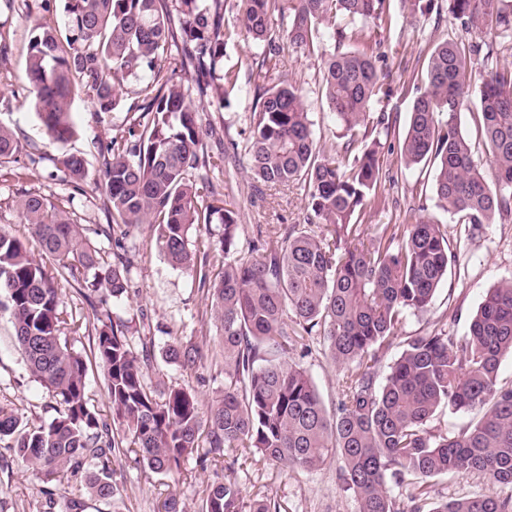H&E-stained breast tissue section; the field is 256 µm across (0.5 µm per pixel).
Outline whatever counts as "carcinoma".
I'll return each instance as SVG.
<instances>
[{
	"mask_svg": "<svg viewBox=\"0 0 512 512\" xmlns=\"http://www.w3.org/2000/svg\"><path fill=\"white\" fill-rule=\"evenodd\" d=\"M227 0H63L62 25L37 24L28 46L26 78L48 138L65 143L75 134L77 87L90 93L98 112L124 106L144 121L128 137L101 142L103 209L108 227L126 236L150 224L155 243L174 268L198 273L211 296L224 392L202 410L196 395L170 388L156 397L145 382L150 361L130 344L122 323L91 306L94 358L105 371L112 421L88 394L85 358L66 331L82 325L62 309L64 286L86 296L100 289L129 296V261L110 263L82 225L48 196L28 192L19 201L24 223L49 271L23 241L0 229V311L9 315L30 375L61 406L50 422L20 430L19 417L0 408V441L10 445L32 475L46 483L62 477L84 482L87 494L108 503L119 491L112 459L134 454L163 477L182 473L193 459L218 467L227 448L254 450L266 460L313 469L338 456L343 488L358 512H512V496L495 491L449 498L425 511L430 480L479 472L491 484L512 488V383L498 378L512 354V279L487 289L467 332L450 336L442 326L410 336L377 381L380 351L404 313H425L448 274L446 227L417 212L386 224L377 243L358 242L361 217L380 183L381 132L390 114L372 116L384 95L382 55L372 48L376 30L390 24L386 0H241L236 26L224 30ZM447 33L428 49L423 91L414 99L405 134L388 145L411 168L434 166L437 207L457 224L479 227L512 215V0H444ZM407 14H429L432 0H401ZM281 36L270 33L273 12ZM491 36L465 45L454 25ZM242 39L261 49L255 106L245 154L256 181L303 191L309 230L284 237L258 259L238 255L239 211L217 197L206 167L200 106L193 90L215 84L224 107L236 86L224 70V47ZM306 55L324 57L318 94L341 129V150L318 146L302 85L276 76L268 63L277 40ZM193 68L195 85L182 76ZM136 83L126 102L127 86ZM477 119L487 154L477 158L460 125L461 112ZM22 149L21 139L0 128V163ZM492 170L487 177L485 169ZM57 171L73 180L88 175L84 157L65 153ZM222 224V271L195 268L188 235L194 225ZM323 336L324 354L343 369L340 400L328 411L306 370L288 354L307 337ZM199 347L174 340L165 361L196 364ZM448 411L480 412L451 435L427 423ZM415 486L405 510L388 480ZM198 512H279L265 499L245 505L236 483L217 479L202 490Z\"/></svg>",
	"mask_w": 512,
	"mask_h": 512,
	"instance_id": "1",
	"label": "carcinoma"
}]
</instances>
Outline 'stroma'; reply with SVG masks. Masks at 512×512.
<instances>
[{
	"label": "stroma",
	"mask_w": 512,
	"mask_h": 512,
	"mask_svg": "<svg viewBox=\"0 0 512 512\" xmlns=\"http://www.w3.org/2000/svg\"><path fill=\"white\" fill-rule=\"evenodd\" d=\"M389 6L392 23L381 29L378 38L380 50L386 55L382 80L391 94L375 102L373 109L396 117L397 123L388 136L394 142L405 132L408 112L424 80L420 60L446 33L448 24L439 21L434 13L415 23L406 18L399 0H390ZM61 11L60 0H0V43L6 46L0 54V126L17 132L23 144L16 161L0 166V228L26 240L31 256L43 261L41 249L24 224L17 203L28 192L51 195L83 226L86 237L109 263L113 260V242L100 232L107 224V215L98 179V145L125 136L131 116L124 112L93 111L89 95L81 89L74 102L73 138L58 144L45 135L32 105L25 58L36 21L59 22ZM249 53L244 44H227L224 66L236 74L237 87L221 110L200 115L201 122L214 129L213 135L205 140L206 150L214 163L223 166L222 171H211L210 176L225 205L241 214L239 249L247 258L253 255V242H261L266 249L280 243L276 234L258 237V225L279 224L289 229L304 223L307 214L304 197L295 187L270 185L255 194L250 191L253 180L241 152L249 135L253 106L251 71L244 64ZM322 67L320 55L306 56L288 46L277 58V70L283 79L303 83L316 137L322 148L332 151L340 148L342 141L315 93V80ZM64 153L84 156L89 170L86 179L77 184L64 180L54 164L55 158ZM432 177V169H408L400 164L397 155L385 154L380 187L385 207L366 214L361 227L362 241L378 239L383 224L401 223L411 207L421 206L426 216L441 217ZM446 230L453 255L448 274L426 314L405 316L381 354V366H388L401 353L407 337L428 332L435 324L445 325L449 335H463L486 289L512 278L511 218L470 231L450 221ZM223 235L224 227L220 224L191 229L189 244L198 267L213 274L220 271L219 242ZM124 246L132 260L130 296L115 301L101 290L88 300L78 289L68 288L63 294L65 312L80 321L90 313L92 305H103L113 321L126 326L132 344H139L144 336L151 338V361L146 372L149 386L183 387L195 393L202 405H210L224 387V367L221 359L208 352L214 326L206 289L200 286L195 274L168 264L155 244L150 225L132 228ZM176 339L193 342L204 350L203 359L194 368L163 361L164 347ZM92 341V332L85 329L71 339L87 361V386L92 402L108 419L112 412L105 395L104 372L93 358ZM288 361L308 371L325 406L334 408L343 371L325 357L322 337L309 338L307 348L291 352ZM0 406L17 414L25 428L51 421L60 410L47 390L30 377L15 343L13 325L4 313H0ZM112 467L121 485L119 495L106 504L87 500L85 512H160L163 501L173 494L182 500L187 512H197L202 483L214 476L213 471H201L190 463L175 481L146 472L129 456L118 457ZM341 467V461L335 458L316 469L303 470L230 449L224 456L223 474L237 483L244 500L266 497L279 505L280 512H357L355 499L342 488ZM41 489V483L20 460L13 458L1 441L0 512H15L19 506L25 512H43ZM490 489V482L481 474H450L433 479L430 498L441 501L473 497Z\"/></svg>",
	"instance_id": "1"
}]
</instances>
